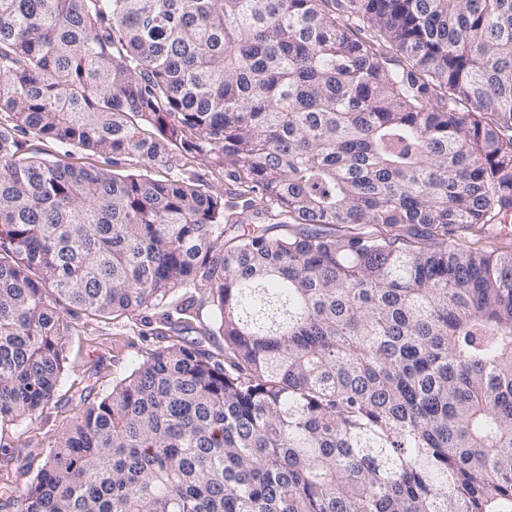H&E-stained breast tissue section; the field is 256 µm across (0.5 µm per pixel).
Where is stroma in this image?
I'll list each match as a JSON object with an SVG mask.
<instances>
[{"instance_id":"obj_1","label":"stroma","mask_w":512,"mask_h":512,"mask_svg":"<svg viewBox=\"0 0 512 512\" xmlns=\"http://www.w3.org/2000/svg\"><path fill=\"white\" fill-rule=\"evenodd\" d=\"M23 140L29 156L85 169L107 165L121 175L140 169L135 161L122 156L109 162L93 152L76 147L65 149L30 134L24 135ZM149 173L157 179L178 175L193 180L202 191L233 196L237 216L244 223L267 221L263 202L236 180L233 167L219 172L175 154L168 162L150 168ZM58 310L71 325L66 371L54 397L36 415L0 432V442L11 450L9 457H0V502L18 495L36 477L59 434L76 414L80 395L96 397L111 391L113 383L130 374L146 352L163 344L152 333L153 324L160 317L156 309L119 317L92 315L64 304Z\"/></svg>"}]
</instances>
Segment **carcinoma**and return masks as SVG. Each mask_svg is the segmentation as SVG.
I'll list each match as a JSON object with an SVG mask.
<instances>
[{
	"label": "carcinoma",
	"mask_w": 512,
	"mask_h": 512,
	"mask_svg": "<svg viewBox=\"0 0 512 512\" xmlns=\"http://www.w3.org/2000/svg\"><path fill=\"white\" fill-rule=\"evenodd\" d=\"M0 112V431L54 396L62 302L165 339L198 290L224 338L80 399L16 512H512V0H0ZM19 132L234 166L271 223ZM21 140L25 142L26 156H39L53 160H59L61 163L73 165L77 168L96 169L107 166L114 173L126 175L144 170L136 161L122 156H114L112 161L115 163L106 164L103 156L86 151L76 147H59L53 144L41 141L31 134H21ZM69 151V152H66Z\"/></svg>",
	"instance_id": "cac0c4a2"
}]
</instances>
